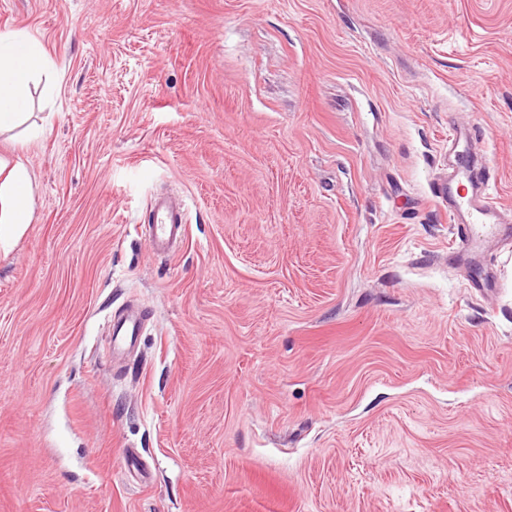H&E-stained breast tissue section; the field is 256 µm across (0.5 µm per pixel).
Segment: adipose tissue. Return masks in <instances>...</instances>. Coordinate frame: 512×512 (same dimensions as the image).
Segmentation results:
<instances>
[{
	"instance_id": "1",
	"label": "adipose tissue",
	"mask_w": 512,
	"mask_h": 512,
	"mask_svg": "<svg viewBox=\"0 0 512 512\" xmlns=\"http://www.w3.org/2000/svg\"><path fill=\"white\" fill-rule=\"evenodd\" d=\"M42 42L25 31L0 33V132L24 119L31 84L48 72ZM29 170L21 156L0 155V248H8L34 220Z\"/></svg>"
}]
</instances>
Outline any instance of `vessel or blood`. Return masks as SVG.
I'll return each instance as SVG.
<instances>
[{
  "label": "vessel or blood",
  "mask_w": 512,
  "mask_h": 512,
  "mask_svg": "<svg viewBox=\"0 0 512 512\" xmlns=\"http://www.w3.org/2000/svg\"><path fill=\"white\" fill-rule=\"evenodd\" d=\"M441 194L448 200V212L454 222L460 247L466 248L479 238L500 234L499 213L491 194L466 192L462 179L443 183ZM152 219L146 228L153 255H169L186 232L187 203L168 196L151 200ZM143 322L139 316L117 314L112 318V343L118 347L134 345Z\"/></svg>",
  "instance_id": "obj_1"
}]
</instances>
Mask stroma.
Listing matches in <instances>:
<instances>
[{"mask_svg":"<svg viewBox=\"0 0 512 512\" xmlns=\"http://www.w3.org/2000/svg\"><path fill=\"white\" fill-rule=\"evenodd\" d=\"M16 29L53 83L0 135L36 203L0 512H512V0H0ZM452 169L498 239L458 249ZM150 209L152 219L146 228L149 249L153 255L168 256L185 235L187 203L183 199L158 196L151 200ZM142 328L143 322L139 316L115 314L112 317V344L118 347L135 345Z\"/></svg>","mask_w":512,"mask_h":512,"instance_id":"1","label":"stroma"}]
</instances>
